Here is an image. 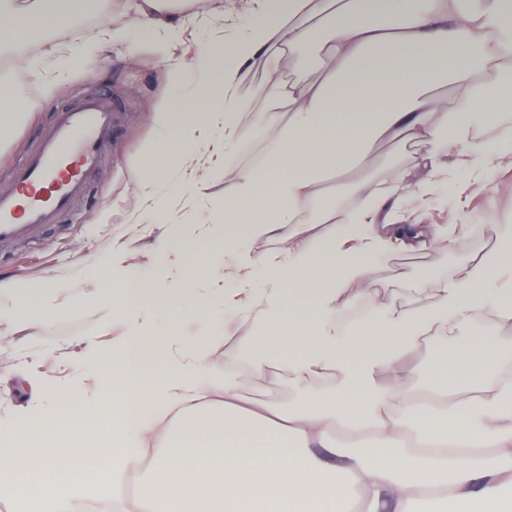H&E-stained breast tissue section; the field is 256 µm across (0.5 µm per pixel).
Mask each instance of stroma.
<instances>
[{"instance_id": "35a3bbf8", "label": "stroma", "mask_w": 512, "mask_h": 512, "mask_svg": "<svg viewBox=\"0 0 512 512\" xmlns=\"http://www.w3.org/2000/svg\"><path fill=\"white\" fill-rule=\"evenodd\" d=\"M124 0H94L79 18L52 31V39L69 47H78L88 37L123 30L122 40L107 43L106 56L73 72L55 86L51 97H44L41 84L30 79L26 71L12 66L10 58L0 59V69L7 71L14 83L23 85L26 95L21 105L26 117L16 127L11 139L0 144V192L13 189L12 167L20 162L36 144L58 110L73 105L90 93L118 95L122 103L121 131L115 151L93 172L87 194L57 224L37 232L26 242H0V276L39 277L52 274L73 280L87 266L92 253L110 247L112 242L124 245L132 262L148 261L156 238L166 233L162 224L142 226L130 223L137 207L136 175L143 166L144 146L156 136L151 117L166 102L168 95L185 96L188 84L164 92L160 71L165 60H188L201 50V25L184 19L182 12L167 14L166 20L177 25L175 41L148 36L127 27ZM253 0H224L223 13H210L205 26L213 35L231 41L238 29L254 16ZM266 150L259 141L232 161L212 171L204 189L205 202L222 200L240 167L253 165ZM425 148L411 149L375 145L367 174L382 178L393 165H404L410 182H417L423 171L417 159ZM483 190L470 193L459 189L458 181H449L432 204L411 214L417 224H489L493 215L512 212V174L493 172L483 176ZM493 242L482 235H463L458 247L439 258L391 254L378 258L373 268V286L380 302L403 297L406 279L430 280L445 276L471 257L487 253ZM120 312L98 305L63 306L48 324H32L15 317L0 320V390L13 391V407H23L17 392L15 374L22 361H29L49 382L65 384L75 381L71 362L80 349L79 342L101 328L104 340H111L112 326ZM244 397L258 402L275 400L287 411L299 409L301 393L297 384L282 374L262 382H247Z\"/></svg>"}]
</instances>
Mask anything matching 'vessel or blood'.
I'll use <instances>...</instances> for the list:
<instances>
[{"mask_svg": "<svg viewBox=\"0 0 512 512\" xmlns=\"http://www.w3.org/2000/svg\"><path fill=\"white\" fill-rule=\"evenodd\" d=\"M118 136V108L102 94L58 112L50 131L15 169V189L0 193V239L21 240L57 223L84 194L89 175Z\"/></svg>", "mask_w": 512, "mask_h": 512, "instance_id": "1", "label": "vessel or blood"}]
</instances>
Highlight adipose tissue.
<instances>
[{
  "instance_id": "adipose-tissue-1",
  "label": "adipose tissue",
  "mask_w": 512,
  "mask_h": 512,
  "mask_svg": "<svg viewBox=\"0 0 512 512\" xmlns=\"http://www.w3.org/2000/svg\"><path fill=\"white\" fill-rule=\"evenodd\" d=\"M86 8L0 0V53L38 39L22 66L55 86L103 49L97 35L74 49L47 37ZM287 58L298 66L290 81L280 72ZM256 60L267 73L265 108L251 112L240 88ZM196 66L191 97L155 112L160 137L138 176V223L169 234L150 266L115 244L82 279L83 298L121 309L126 326L110 346L84 340L73 360L93 368L111 402L80 382L61 389L32 377L28 411L0 426V472L41 488L18 512H80L85 475L117 492L131 471L149 489L132 512H346L357 497L368 512H512V381L500 376L495 341H461L486 316L512 329V265L476 256L385 305L371 265L389 252L453 249L456 227L408 224L406 214L451 172L512 170V132H482L512 86V0H258L234 42H206ZM252 139L268 147L209 215L206 248L174 253L172 235L201 221L174 204L197 196L208 171ZM379 142L425 143L424 179L410 183L400 168L380 182L360 176ZM331 175L351 205L329 199ZM313 224L326 232L310 234ZM284 233L299 246H254ZM67 289L51 275L0 278V293L30 322L48 320L49 296ZM154 296L166 306L151 305ZM359 301L365 316L344 323ZM228 316L259 317L262 330L231 337L215 376L211 337L183 325ZM432 337L444 346L426 386L409 388L413 353ZM284 370L310 389L301 408L245 406L243 377ZM63 402L81 406L82 424Z\"/></svg>"
}]
</instances>
